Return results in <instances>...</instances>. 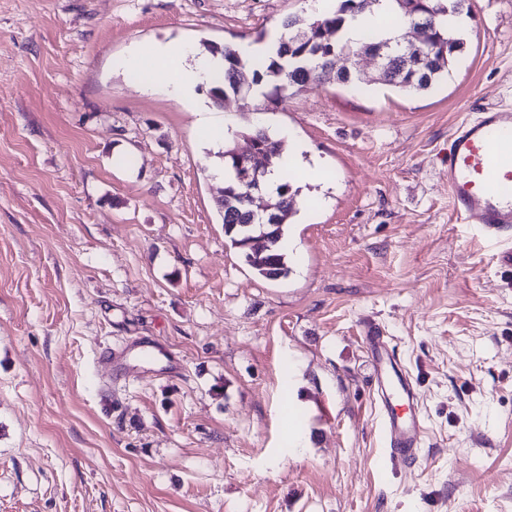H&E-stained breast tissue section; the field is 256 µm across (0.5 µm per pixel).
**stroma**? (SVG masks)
Listing matches in <instances>:
<instances>
[{"mask_svg":"<svg viewBox=\"0 0 512 512\" xmlns=\"http://www.w3.org/2000/svg\"><path fill=\"white\" fill-rule=\"evenodd\" d=\"M315 0H0V512H512V273L451 211L453 125L512 106V0H466L421 94L324 78L279 106L145 91L153 42L274 37ZM297 185L286 279L224 234L200 109ZM417 381L421 461L392 468L364 324ZM149 338L150 365L112 348Z\"/></svg>","mask_w":512,"mask_h":512,"instance_id":"1","label":"stroma"}]
</instances>
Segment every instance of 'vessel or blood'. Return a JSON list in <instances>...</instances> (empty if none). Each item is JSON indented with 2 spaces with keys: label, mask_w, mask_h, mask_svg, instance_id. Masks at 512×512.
<instances>
[{
  "label": "vessel or blood",
  "mask_w": 512,
  "mask_h": 512,
  "mask_svg": "<svg viewBox=\"0 0 512 512\" xmlns=\"http://www.w3.org/2000/svg\"><path fill=\"white\" fill-rule=\"evenodd\" d=\"M448 199L461 223L491 240L505 239L498 263L512 270V109L489 107L459 122L448 138ZM369 377L391 462L420 461L422 416L416 381L403 368L380 328L367 324L361 336Z\"/></svg>",
  "instance_id": "obj_1"
}]
</instances>
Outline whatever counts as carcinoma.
<instances>
[{"mask_svg": "<svg viewBox=\"0 0 512 512\" xmlns=\"http://www.w3.org/2000/svg\"><path fill=\"white\" fill-rule=\"evenodd\" d=\"M384 0H333L326 13L308 16H289L282 22L288 30L266 55L247 62L238 49L225 45H205L211 54L224 59V71L214 81L209 93L218 102L229 93H244V101L253 98L259 86L272 85L263 93L265 99L282 100L288 91L306 88L321 72L323 66L336 56L355 52L352 42L345 38L348 23L357 16L371 13ZM465 0H389L391 7L387 23L394 26L404 19L408 25L421 21L428 23L425 42L418 50L411 49L403 36L384 38L367 31L363 50L381 51L383 62L392 68L382 73L379 81L408 94H419L431 89L452 67L456 56L464 48L461 32L447 26V18L463 14ZM306 32L307 40L296 39L297 33ZM249 134L260 139V148L253 171L275 168L287 170L280 158L276 143L268 131L251 129ZM224 161V197L219 203L224 234L231 244L240 249L245 263L259 277L278 281L288 277L287 257L278 248L291 218L296 214V192L289 177L276 186L279 209L260 216L245 200L247 183L243 181L240 162L233 151V143L224 144L219 153Z\"/></svg>", "mask_w": 512, "mask_h": 512, "instance_id": "carcinoma-1", "label": "carcinoma"}]
</instances>
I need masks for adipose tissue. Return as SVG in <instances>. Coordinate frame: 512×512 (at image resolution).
I'll return each instance as SVG.
<instances>
[{"mask_svg":"<svg viewBox=\"0 0 512 512\" xmlns=\"http://www.w3.org/2000/svg\"><path fill=\"white\" fill-rule=\"evenodd\" d=\"M150 64H143L140 54L124 58V67L133 69L141 77L145 88H152L158 78H165L173 96L192 97L198 86L211 84L216 73L224 67L217 56L197 55L187 43L158 44L150 50Z\"/></svg>","mask_w":512,"mask_h":512,"instance_id":"adipose-tissue-1","label":"adipose tissue"}]
</instances>
